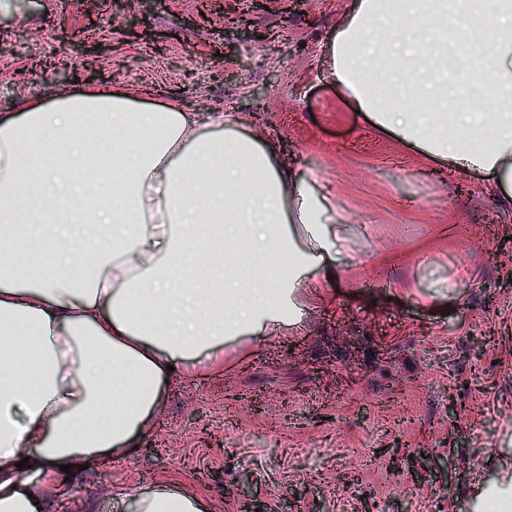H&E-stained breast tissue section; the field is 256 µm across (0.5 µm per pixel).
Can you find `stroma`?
Listing matches in <instances>:
<instances>
[{
	"instance_id": "obj_1",
	"label": "stroma",
	"mask_w": 512,
	"mask_h": 512,
	"mask_svg": "<svg viewBox=\"0 0 512 512\" xmlns=\"http://www.w3.org/2000/svg\"><path fill=\"white\" fill-rule=\"evenodd\" d=\"M263 2H232L267 36L246 43L220 11L198 28L199 0H153L133 40L111 16L139 0H0V113L76 88L69 34L105 42L95 86L238 114L342 219L339 274L304 277L297 325L225 343L223 373L162 382L128 456L60 492L27 478L47 512H136L165 483L209 512H484L488 486L512 496V206L483 173L437 175L327 75L352 0ZM395 444L399 467L378 454Z\"/></svg>"
}]
</instances>
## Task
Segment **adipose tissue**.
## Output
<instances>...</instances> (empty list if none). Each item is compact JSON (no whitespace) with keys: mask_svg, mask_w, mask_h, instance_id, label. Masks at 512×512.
<instances>
[{"mask_svg":"<svg viewBox=\"0 0 512 512\" xmlns=\"http://www.w3.org/2000/svg\"><path fill=\"white\" fill-rule=\"evenodd\" d=\"M325 53L375 126L512 184V0H353ZM240 124L119 86L0 115V512H39L21 461L126 456L161 380L221 371L225 338L288 327L289 286L336 277L335 209ZM33 242L58 258L21 288ZM136 507L206 512L176 484Z\"/></svg>","mask_w":512,"mask_h":512,"instance_id":"adipose-tissue-1","label":"adipose tissue"}]
</instances>
